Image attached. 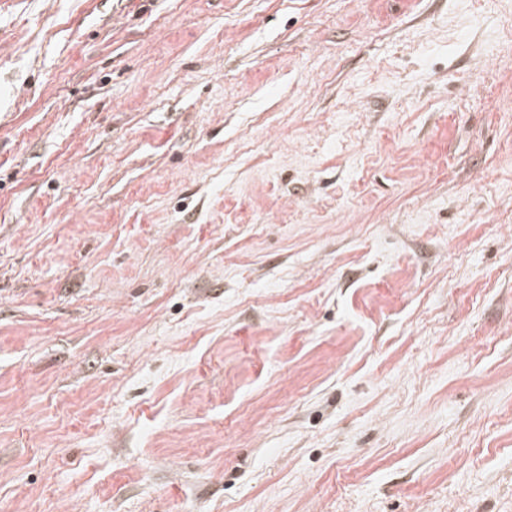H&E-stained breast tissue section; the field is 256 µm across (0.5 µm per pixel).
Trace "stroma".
Instances as JSON below:
<instances>
[{
	"mask_svg": "<svg viewBox=\"0 0 512 512\" xmlns=\"http://www.w3.org/2000/svg\"><path fill=\"white\" fill-rule=\"evenodd\" d=\"M0 512H512V0H0Z\"/></svg>",
	"mask_w": 512,
	"mask_h": 512,
	"instance_id": "obj_1",
	"label": "stroma"
}]
</instances>
